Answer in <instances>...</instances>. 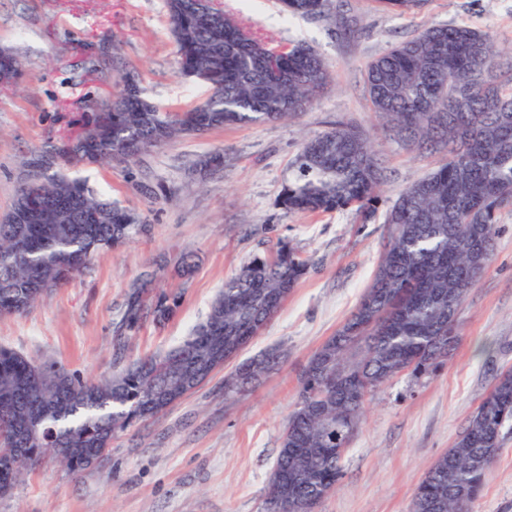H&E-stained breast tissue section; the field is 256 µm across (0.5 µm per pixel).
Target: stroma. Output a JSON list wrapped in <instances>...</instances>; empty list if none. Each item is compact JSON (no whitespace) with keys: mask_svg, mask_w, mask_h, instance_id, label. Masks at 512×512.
<instances>
[{"mask_svg":"<svg viewBox=\"0 0 512 512\" xmlns=\"http://www.w3.org/2000/svg\"><path fill=\"white\" fill-rule=\"evenodd\" d=\"M223 4L274 41L315 47L331 82L288 121L180 137L128 165L66 162L65 173L139 213L149 231L94 256L30 310L0 315V346L85 380L112 376L182 342L206 319L225 278L283 239L310 269L239 354L274 351L280 364L230 399L216 371L163 415L118 434L96 470L76 477L45 458L0 498V512H263L308 360L370 284L386 240L382 212L433 168L431 159L382 136L364 92L367 63L429 23L469 24L512 46V0H427L419 14L402 18L376 0H351L361 30L348 42L332 35L328 21L284 17L277 0ZM1 44L14 48L24 72L17 88L0 90V215L27 178L24 156L78 131L126 72L165 111L207 95L205 85L178 73L164 0H0ZM339 121L363 129L384 160L380 215L365 224L351 210L297 215L277 204L303 136ZM217 152L223 172H199L197 162ZM498 220L495 256L462 304L455 350L437 371L398 375L374 394L345 476L317 512H409L428 466L456 442L496 377L512 369V211ZM189 253L196 267L184 280L177 268ZM148 274L156 288L180 293V307L164 325L145 323L116 348L125 296ZM472 512H512V433Z\"/></svg>","mask_w":512,"mask_h":512,"instance_id":"stroma-1","label":"stroma"}]
</instances>
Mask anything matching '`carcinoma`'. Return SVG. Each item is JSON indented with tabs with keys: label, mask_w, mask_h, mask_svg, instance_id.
Listing matches in <instances>:
<instances>
[{
	"label": "carcinoma",
	"mask_w": 512,
	"mask_h": 512,
	"mask_svg": "<svg viewBox=\"0 0 512 512\" xmlns=\"http://www.w3.org/2000/svg\"><path fill=\"white\" fill-rule=\"evenodd\" d=\"M404 16L426 0H377ZM291 17L323 18L337 36L350 38L359 20L334 0H280ZM175 44L178 72L208 85L210 93L184 112H161L137 92L127 94L126 74L112 99L98 105L95 128L107 131L92 151L74 145L93 130L47 145L58 158L130 163L173 139L224 127L295 118L329 84L328 63L312 46L276 44L258 36L233 14L214 7L197 15V0H164ZM20 76L22 63L8 47L0 68ZM273 67L283 75L275 79ZM365 92L388 136L435 159L427 177L406 186L386 212L388 246L371 283L350 317L312 354L297 401L282 432L269 480L265 512H310L340 485L343 455L366 413L370 395L391 377L434 371L448 357V295L462 305L478 278L466 266L473 250L485 251V274L496 242L497 218L512 207V50L493 35L466 24H431L373 59ZM385 174L379 150L359 127L338 123L305 138L290 163L278 205L290 214H326L353 209L365 223L376 217ZM65 198L73 208H46L36 224L0 220V314L26 311L81 271L100 251L124 246L144 233L136 212L101 196L84 183L47 168L28 175L16 195ZM309 269L291 243L255 256L224 280L206 319L180 345L159 356L131 361L120 373L87 382L63 367L41 365L0 348V468L15 456L9 484L56 448L72 449L60 463L72 475L91 470L87 448L112 447L118 433L167 411L202 384L224 362L259 336ZM180 296L154 292L147 283L125 300L117 333L133 336L150 320L162 325L177 313ZM265 353L224 376V394L240 393L278 363ZM330 363L340 381L328 385L320 369ZM40 373L30 383L32 368ZM512 422V370L501 373L454 445L427 469L410 512H427L438 501L443 512H471L485 476L498 458Z\"/></svg>",
	"instance_id": "obj_1"
}]
</instances>
